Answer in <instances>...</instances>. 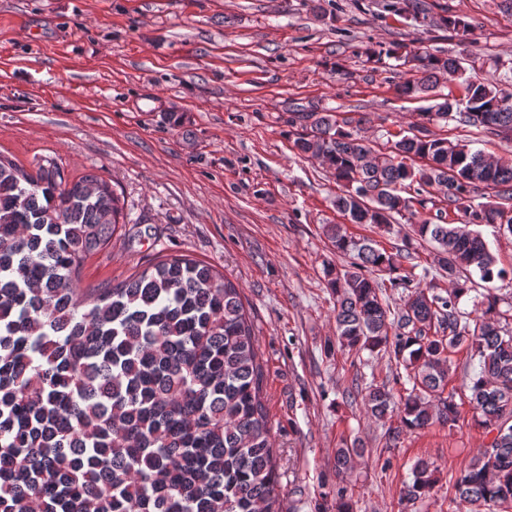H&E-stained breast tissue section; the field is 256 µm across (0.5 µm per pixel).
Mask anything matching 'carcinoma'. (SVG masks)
I'll list each match as a JSON object with an SVG mask.
<instances>
[{"instance_id":"carcinoma-1","label":"carcinoma","mask_w":512,"mask_h":512,"mask_svg":"<svg viewBox=\"0 0 512 512\" xmlns=\"http://www.w3.org/2000/svg\"><path fill=\"white\" fill-rule=\"evenodd\" d=\"M383 8L466 42L471 23L435 17L418 0ZM409 65L398 95L437 100L419 122L387 132L376 151L359 134L364 118L293 112V147L317 159L341 187L334 206L350 224L385 227L408 213L403 246L355 238L324 225L334 252L324 266L336 296V347L380 354L405 370L402 392L374 383L356 389L370 415L391 420L388 440L460 420L448 390L464 347L478 366L468 403L490 446L460 470V501L512 507V301L492 291L480 314L462 308L476 281L497 267L479 227L512 234V161L439 137L433 119L512 138V65L498 76L467 74L463 55L442 56L416 41L365 49ZM457 84L456 98L442 88ZM444 195L448 217H417L424 195ZM489 195V201L478 198ZM123 206L95 174L65 179L54 161L29 171L0 153V512H280L274 444L263 403V365L240 289L211 264L166 257L112 286L79 287L88 257L105 249ZM435 244L448 295L414 287L413 241ZM422 268V267H420ZM423 275L429 270L422 268ZM403 288L390 309L387 291ZM364 449H336L337 472ZM434 463L418 460L401 498L432 490Z\"/></svg>"}]
</instances>
